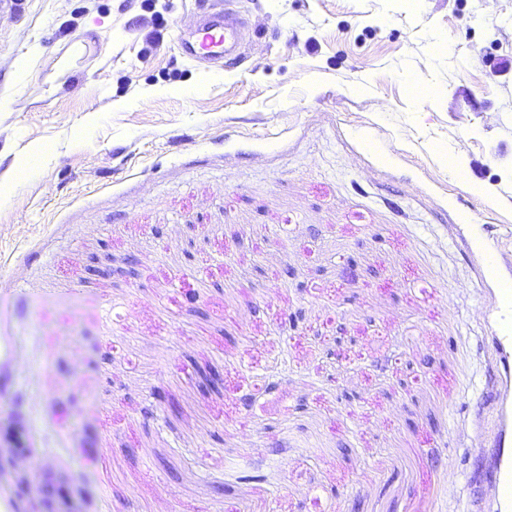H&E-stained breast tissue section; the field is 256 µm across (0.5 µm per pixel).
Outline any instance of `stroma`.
I'll use <instances>...</instances> for the list:
<instances>
[{
    "label": "stroma",
    "instance_id": "35a3bbf8",
    "mask_svg": "<svg viewBox=\"0 0 512 512\" xmlns=\"http://www.w3.org/2000/svg\"><path fill=\"white\" fill-rule=\"evenodd\" d=\"M210 2L0 7V448L54 512H500L512 0L188 62Z\"/></svg>",
    "mask_w": 512,
    "mask_h": 512
}]
</instances>
